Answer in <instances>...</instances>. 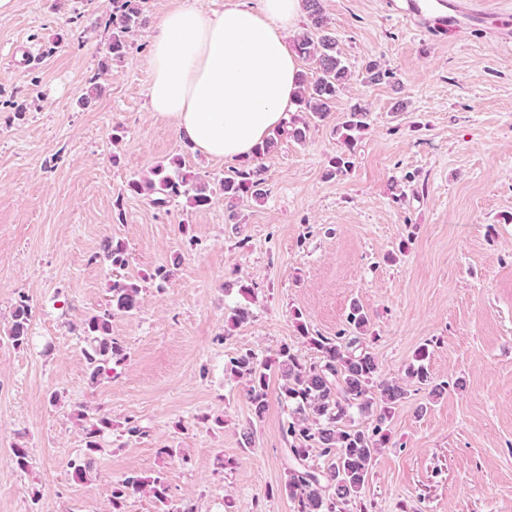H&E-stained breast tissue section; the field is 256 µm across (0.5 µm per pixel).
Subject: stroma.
I'll list each match as a JSON object with an SVG mask.
<instances>
[{"label": "stroma", "mask_w": 512, "mask_h": 512, "mask_svg": "<svg viewBox=\"0 0 512 512\" xmlns=\"http://www.w3.org/2000/svg\"><path fill=\"white\" fill-rule=\"evenodd\" d=\"M174 3L140 0L106 71L112 0H16L0 18V512H112L119 480L160 473L174 508L294 512L281 382L258 418L225 365L285 346L313 357L298 324L349 332L355 301L383 376L408 391L365 486L375 512H512V48L487 23L443 37L406 22L402 0H322L348 85L305 142L281 137L263 157L267 195L232 224L220 181L235 163L146 109L147 35ZM371 59L393 79L365 81ZM357 101L369 114L353 166L327 177ZM175 156L212 189L208 207L129 193ZM108 240L142 292L112 319L123 360L94 381L82 329L109 299ZM22 296L17 346L6 330ZM239 307L251 319L230 325ZM424 345L438 396L406 378ZM102 413L112 427L75 480ZM14 321L7 336L15 345L23 344L28 335V323L31 317V308L27 301L21 299L14 310Z\"/></svg>", "instance_id": "obj_1"}]
</instances>
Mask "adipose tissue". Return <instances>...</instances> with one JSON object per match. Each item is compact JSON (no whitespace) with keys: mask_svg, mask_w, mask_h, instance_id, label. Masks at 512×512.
Wrapping results in <instances>:
<instances>
[{"mask_svg":"<svg viewBox=\"0 0 512 512\" xmlns=\"http://www.w3.org/2000/svg\"><path fill=\"white\" fill-rule=\"evenodd\" d=\"M302 0H179L161 14L147 58L148 110L207 158L238 162L286 127L300 72L290 39Z\"/></svg>","mask_w":512,"mask_h":512,"instance_id":"ef3b65f1","label":"adipose tissue"}]
</instances>
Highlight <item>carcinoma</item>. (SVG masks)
Returning <instances> with one entry per match:
<instances>
[{"label": "carcinoma", "instance_id": "cac0c4a2", "mask_svg": "<svg viewBox=\"0 0 512 512\" xmlns=\"http://www.w3.org/2000/svg\"><path fill=\"white\" fill-rule=\"evenodd\" d=\"M313 30L297 36L294 52L313 63L316 74L308 78L300 74L298 106L324 119L331 104L345 87L349 77L348 67L338 50L335 36L328 31L321 0H305ZM141 11L136 0H112L108 24L112 26V40L107 58L121 59L128 50L127 35L139 24ZM366 79L380 83L391 77L392 72L374 60L365 65ZM367 109L356 103L348 113V120L341 125V137L348 152L331 159L329 175H339L351 167L350 156L357 145V133L366 127ZM307 124H291L288 130L280 129L269 137L259 149L255 160L247 166L232 171L224 177V204L229 209L228 219H235L234 204L244 198L259 200L265 195L260 160L270 152L277 137L286 133L303 141ZM128 191L143 196L157 207H164L183 197L193 208H203L211 203L207 186L198 176L183 169L182 161L174 158L169 165H158L151 176L128 183ZM105 259L115 271L127 264L126 250L112 241L104 246ZM110 298L103 312L84 323V333L91 343L88 360L92 365V379L102 374L104 365L122 354V347L112 338V314L131 313L139 307L140 288L136 282L120 276L112 280ZM31 317L30 305L20 300L14 310V321L9 339L16 345L23 344L28 335ZM356 335L344 339L340 336H311L300 323V334L307 337L315 356L306 359L284 346L278 356L261 360L246 350L230 359L228 369L237 378L247 382L246 398L254 415L261 417L267 407V388L271 373L283 380L281 395L295 405L291 421L283 429V439L289 445V467L286 470L284 491L295 504L296 512H373V503L365 499L368 482L378 449L389 441L382 432V425L406 398L407 391L395 380L380 378L375 355L361 341L369 319L363 308L353 304L347 318ZM428 349L423 347L415 355L407 373L422 386H432L431 393L439 392L431 385L427 367ZM376 417L373 428L354 424L353 412ZM112 427V421L101 416L86 429V448H98L97 436ZM319 449L327 466L319 469L309 464L310 450ZM168 482L164 475L142 477L130 475L117 483L112 491L113 512H121L124 500L135 494L148 493L161 506V512H170Z\"/></svg>", "mask_w": 512, "mask_h": 512}]
</instances>
